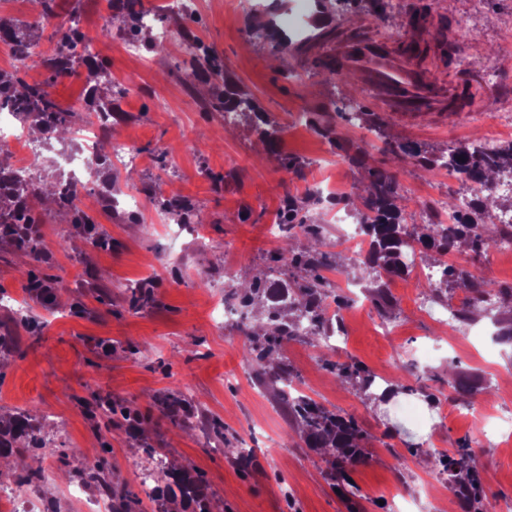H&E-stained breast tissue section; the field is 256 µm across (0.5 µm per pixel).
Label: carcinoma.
I'll list each match as a JSON object with an SVG mask.
<instances>
[{
    "label": "carcinoma",
    "instance_id": "cac0c4a2",
    "mask_svg": "<svg viewBox=\"0 0 512 512\" xmlns=\"http://www.w3.org/2000/svg\"><path fill=\"white\" fill-rule=\"evenodd\" d=\"M140 0H111V9L129 17L131 24L138 25L144 10L137 8ZM40 26V23H5L0 21V40L11 44L13 51L26 49L33 41L28 31ZM272 48L280 54L283 69H288V47L297 50L308 42L304 38L292 45L283 36V32L269 29L266 33ZM91 38L77 28L61 34L58 39V51L50 57L33 59L29 66L40 65L59 76L69 72L74 65L84 66L88 72V98L95 100L98 88L108 82L107 74L100 69L90 56L79 53V49L89 43ZM22 70L0 71V105L9 106L23 114L24 121L53 130L70 129L76 124L77 113L62 108L42 83L30 84L21 76ZM226 112L241 115L251 113L262 124H267L264 113L258 111L255 102L241 96L231 102H222ZM398 150L405 156L416 157L428 167L446 166L448 171L461 176V179L476 185L472 190L474 200L470 213L453 219L451 224H425L418 234L408 231L403 224L399 185L394 178L379 172H371L368 184L364 188L354 187L352 194L360 197L364 210L359 212V224L368 237L367 260L358 265L362 277L379 281L383 275H403L409 272L403 262L406 251L417 246L425 251H434L439 255L458 250L467 245L473 249L488 248L493 240L494 228L487 224L490 216L486 195L490 181L503 169L512 168V143L503 144L489 154H479L467 144H459L448 150V160L426 156V151L413 144H400ZM28 187L25 183L4 171L0 167V226L10 224H30L31 209L28 203ZM165 211L177 210L183 215L184 223H190L198 217L191 207L173 196L162 200ZM303 205L297 199L287 200L285 219L291 236H305L314 242L307 249L295 252L282 249L270 256V265L263 277L255 280L249 290L243 294L232 288L228 298L239 302L245 310L239 323L246 341L243 345L244 361L250 365L258 378L278 388L280 401L288 414L301 428L306 445L327 454L325 462L330 467L327 479L343 480L348 470L365 459L368 450L362 446L363 435L355 421L340 413L328 409L312 397L292 387L298 374L288 358L283 346L289 341H302L306 338L317 339L322 333L336 331L341 320L335 314H329V307H343V299L335 294L324 271L336 269L334 256L322 250L323 235L319 224H307L305 221L294 223L295 217ZM19 245L30 256L38 259L43 254V243L35 233H23ZM289 275V279H275L273 273ZM462 283L471 292L481 294L493 287L487 280L473 281L468 274L454 266L446 267L445 279L437 290L448 288V281ZM262 307L267 311V319L273 325L270 334H259L249 321L246 310ZM308 321V330L300 328L302 320ZM322 367L333 374L342 383L359 382L367 389L372 387L373 374L359 363H340L324 354L320 357ZM92 399L100 409L99 417L106 430L121 428L122 424L112 419L109 403L102 401L96 391H90ZM161 410L176 425L190 428L192 418L187 414L191 407L190 399L183 393L172 394L159 400ZM23 435L27 443L37 448L48 447V441L41 438L37 430L29 423L26 413L19 412L14 419L13 436ZM437 473L448 478V486L457 492L463 500L464 512H493L492 503L482 494L481 479L475 463L474 451L468 442H463L453 455L435 457ZM87 482L107 491L116 503L115 512H131L129 500L118 490L112 488L105 468L99 466L91 473H82ZM155 489H163L166 499L206 503L207 497L198 479L185 468L179 472L166 466L155 472Z\"/></svg>",
    "mask_w": 512,
    "mask_h": 512
}]
</instances>
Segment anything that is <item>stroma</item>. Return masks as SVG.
Masks as SVG:
<instances>
[{"label": "stroma", "instance_id": "stroma-1", "mask_svg": "<svg viewBox=\"0 0 512 512\" xmlns=\"http://www.w3.org/2000/svg\"><path fill=\"white\" fill-rule=\"evenodd\" d=\"M141 2L172 32L173 44L162 47L153 35L130 33L129 22L113 24L108 0H54L51 24L36 32L48 48L74 22L93 38L97 63L113 77L100 92L101 102L112 107L113 138L130 141L142 165L120 166L112 163L111 153L97 155L87 201L111 248L96 247L72 214L39 199L32 213L42 226L46 258L34 261L0 240V295L25 304L20 312L0 302V336L12 339L10 354L0 357V425H8L17 411H29L56 447L51 454L26 449L24 440H17L31 469L56 462L50 479L24 487L25 497L43 512H81L66 488L95 463L138 500L134 512H160V504L144 501L134 473L149 467L147 449L160 448L168 466L190 468L202 480L210 512H395L393 501L400 495L417 498L414 512H463L460 501L449 500L448 485L438 479L429 457L467 437L483 460L479 470L487 499L512 498V453L474 440L475 417L512 413V394L500 391L512 378V343L496 338L498 329L512 326V253L458 252L468 268L489 274L502 296L498 307L469 302L468 290L457 285L421 305L416 295L422 284L412 273L379 289L365 280L354 283L352 258L341 240L347 227L337 223L336 201L326 194L333 187L348 195L353 185L366 181L368 169H382L398 182L405 224L418 228L426 222L420 198L434 192L452 196L464 184L447 170L398 158L391 144L416 143L435 157L450 146L489 136L512 142V73L504 68L501 45L512 31V0H398L379 13L370 11L366 0H350L342 10L329 2L306 14L309 31L318 35L362 28L409 41L422 36L407 21L419 9L429 18L430 30L460 43L455 55L433 62L441 83L500 66L498 82L483 87L482 109L440 126L367 109L358 79L330 75L319 54H295L291 72H284L269 41L248 35L237 0H196L190 20L169 9L167 0ZM188 40L215 52L223 77L192 69L189 56L178 50ZM24 79L50 82L62 108L85 111L82 74L54 78L34 66ZM228 83L253 98L274 122L275 152L257 154L261 138L251 119L240 116L228 124L214 109ZM346 101L363 107L361 123L349 124L340 112ZM316 113L337 132L339 142L311 129L309 119ZM353 144L367 151L364 167L346 158ZM80 146L77 135L52 132L40 153L42 182L65 178L61 159ZM281 155L300 160L301 170L282 169ZM109 194L141 195L145 208L135 213L105 207ZM174 195L199 210L201 225L181 224L174 213L152 224L156 198ZM290 196L308 198L301 215L323 225L325 248L338 263L328 277L343 281L344 341L334 359L364 364L395 386L378 400L374 390L340 383L324 370L314 341L285 347L302 377V392L354 418L367 436L369 456L348 473L359 489L355 497L345 493L346 482L326 480L323 457L306 447L275 391L253 374H241L243 337L236 321H215L224 308L225 280L242 286L267 269L273 252L308 247L304 237L274 230ZM201 229L212 244L205 253L195 246ZM164 253L170 265L159 275L154 266ZM31 276L63 281L65 288L42 304L25 289ZM146 280L154 283L153 300L132 309L129 290ZM379 290L388 303L373 302ZM465 301L469 321L453 328L441 324L448 307ZM427 346L433 354L425 360L421 351ZM458 379L480 389L482 401L452 410L450 402L457 397L452 384ZM176 391L191 395L196 411L223 420L225 442L213 439L207 424L184 430L161 412L158 399ZM94 392L111 399L116 409L138 415L136 430L100 429L88 414ZM404 401L423 403L429 427L417 428L398 413ZM235 447L255 449L252 463L241 466L231 453Z\"/></svg>", "mask_w": 512, "mask_h": 512}]
</instances>
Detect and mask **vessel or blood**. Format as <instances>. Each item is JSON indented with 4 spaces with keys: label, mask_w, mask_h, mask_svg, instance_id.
<instances>
[{
    "label": "vessel or blood",
    "mask_w": 512,
    "mask_h": 512,
    "mask_svg": "<svg viewBox=\"0 0 512 512\" xmlns=\"http://www.w3.org/2000/svg\"><path fill=\"white\" fill-rule=\"evenodd\" d=\"M326 57L340 74L358 76L367 103L375 112L418 118L442 105L454 115L479 110L483 105L482 96L465 102L459 86L437 83L421 66L413 46L397 48L368 35H340Z\"/></svg>",
    "instance_id": "vessel-or-blood-1"
}]
</instances>
